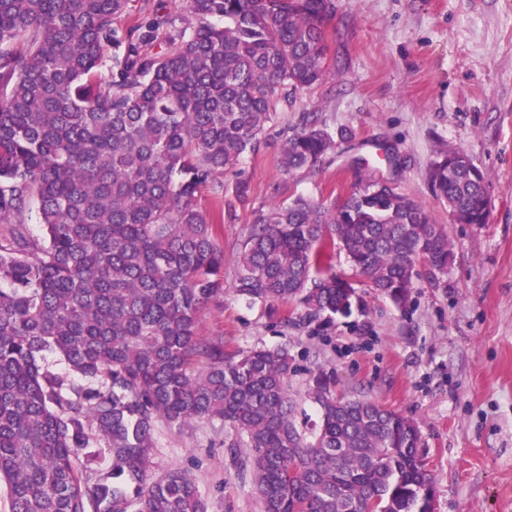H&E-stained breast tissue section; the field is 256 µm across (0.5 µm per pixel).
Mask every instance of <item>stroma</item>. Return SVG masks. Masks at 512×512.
<instances>
[{
  "instance_id": "1",
  "label": "stroma",
  "mask_w": 512,
  "mask_h": 512,
  "mask_svg": "<svg viewBox=\"0 0 512 512\" xmlns=\"http://www.w3.org/2000/svg\"><path fill=\"white\" fill-rule=\"evenodd\" d=\"M334 76L279 102L278 120L243 161L249 205L224 220V300L201 330L227 351L287 348L299 420L318 370L337 392L368 395L412 418L433 477L434 512H512V0H336L327 25ZM316 112L338 138L313 170L284 173L279 149L301 113ZM464 151L492 202L481 226L452 224L426 172L439 151ZM392 181L446 225L454 259L437 281L415 278L406 306L359 289L348 316L317 335L291 304L265 306L231 285L243 230L256 208L297 195L332 199L370 177ZM221 422L159 425L149 474L187 470L208 512H261L246 449L225 446Z\"/></svg>"
}]
</instances>
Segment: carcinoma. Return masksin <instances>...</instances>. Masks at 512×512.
<instances>
[{"label":"carcinoma","instance_id":"carcinoma-1","mask_svg":"<svg viewBox=\"0 0 512 512\" xmlns=\"http://www.w3.org/2000/svg\"><path fill=\"white\" fill-rule=\"evenodd\" d=\"M127 0H0V489L11 512H207L193 476L149 477L157 424L220 420L251 449L262 512H432L416 422L376 399L336 394L295 421L284 348L228 353L199 315L224 297V174L259 149L280 98L327 80L334 0H185L121 32ZM168 44L153 51L158 39ZM334 137L317 113L280 149L286 173L314 166ZM460 150L427 180L452 224L486 223L484 176ZM373 182L339 200L298 195L256 210L234 293L293 303L327 332L367 287L402 306L417 267L435 280L453 257L421 203ZM39 203L43 237L23 216ZM345 252L350 273L336 269ZM58 354L75 377L41 365ZM108 461L91 467L87 449Z\"/></svg>","mask_w":512,"mask_h":512}]
</instances>
